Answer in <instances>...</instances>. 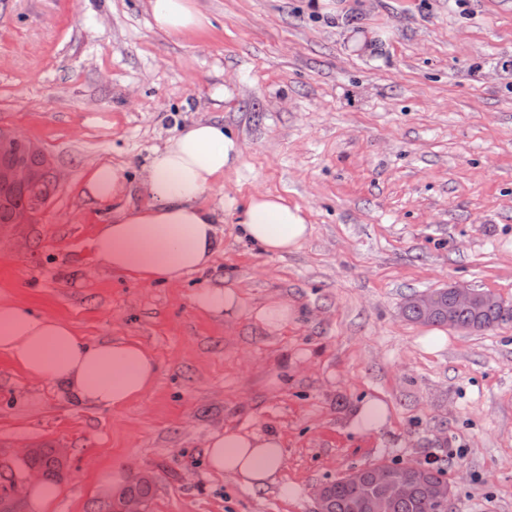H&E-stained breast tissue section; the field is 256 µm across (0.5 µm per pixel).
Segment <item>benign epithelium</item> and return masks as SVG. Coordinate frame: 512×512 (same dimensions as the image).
Returning a JSON list of instances; mask_svg holds the SVG:
<instances>
[{"label": "benign epithelium", "mask_w": 512, "mask_h": 512, "mask_svg": "<svg viewBox=\"0 0 512 512\" xmlns=\"http://www.w3.org/2000/svg\"><path fill=\"white\" fill-rule=\"evenodd\" d=\"M36 154L41 164L34 166L21 157V153ZM60 180L51 158L40 145L20 135L0 129V195L4 196L18 187H32L45 178ZM412 304L424 318L442 316L444 324L465 333L475 331L473 325L459 321V312L470 311L478 316L489 314L502 308L506 302L487 293H480L464 285L450 284L445 289L412 298ZM36 452L32 445H23L11 453L0 449V466L6 470L13 468V461L30 459ZM425 462L409 460L403 472L390 473L385 468L374 465L368 470L353 469L347 477L354 482L365 479L389 487L390 494L410 497L418 486V479L424 470ZM42 478L40 471L29 468L24 475L13 476L8 481L7 497L0 500V512H26L28 486ZM108 512H146V501L129 493L113 495L104 503Z\"/></svg>", "instance_id": "7a95c632"}]
</instances>
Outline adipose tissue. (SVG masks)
Masks as SVG:
<instances>
[{
    "label": "adipose tissue",
    "mask_w": 512,
    "mask_h": 512,
    "mask_svg": "<svg viewBox=\"0 0 512 512\" xmlns=\"http://www.w3.org/2000/svg\"><path fill=\"white\" fill-rule=\"evenodd\" d=\"M155 29L178 38L207 27L209 20L193 0H148ZM241 139L224 124L192 121L153 147L139 180L146 201L123 206L132 179L127 168L110 162L91 165L80 193L107 214L92 248L97 262L112 272L146 284H171L212 267L222 242L217 225L230 215L236 237L270 257L301 249L312 233L304 209L282 196L255 191L239 200L224 197L221 209L207 201L224 175L239 168ZM194 304L217 318L238 317L243 303L233 286H207ZM0 353L25 375L61 386L76 402L118 409L154 385L155 357L128 339L81 340L66 321L0 298ZM211 471L238 484L263 489H293L282 480L283 442L275 434L242 428L214 432L205 450Z\"/></svg>",
    "instance_id": "1"
}]
</instances>
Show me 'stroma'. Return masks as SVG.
<instances>
[{
    "instance_id": "1",
    "label": "stroma",
    "mask_w": 512,
    "mask_h": 512,
    "mask_svg": "<svg viewBox=\"0 0 512 512\" xmlns=\"http://www.w3.org/2000/svg\"><path fill=\"white\" fill-rule=\"evenodd\" d=\"M211 21L174 39L147 0H0V127L39 143L61 180L31 223L0 237V296L67 320L86 341L142 343L153 388L119 410L71 401L0 355V448H65L53 512H98V475L153 479L147 512H315L314 493L379 460L439 458L451 512H512V323L429 328L401 314L451 283L512 303V0H196ZM371 32L369 51L347 32ZM194 119L244 143L224 191L304 208L302 248L270 257L219 225L211 270L146 285L96 261L104 217L85 168L138 172ZM234 283L244 314L196 292ZM279 296L283 330L249 309ZM385 401L389 427L355 434ZM227 426L276 434L283 478L250 489L205 462ZM391 421V410L388 405L379 398H366L357 409L349 422V428L359 434L368 432H380Z\"/></svg>"
}]
</instances>
